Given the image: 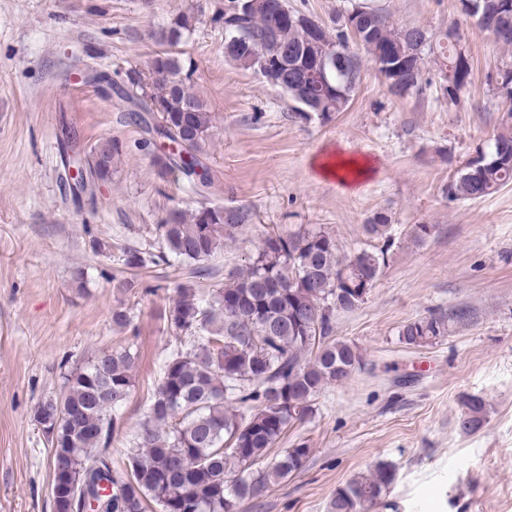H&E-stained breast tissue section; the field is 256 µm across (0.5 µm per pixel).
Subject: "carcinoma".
<instances>
[{"instance_id":"1","label":"carcinoma","mask_w":512,"mask_h":512,"mask_svg":"<svg viewBox=\"0 0 512 512\" xmlns=\"http://www.w3.org/2000/svg\"><path fill=\"white\" fill-rule=\"evenodd\" d=\"M258 5L249 13L224 0V28L255 53L275 59L288 51V75L301 73L303 59L321 52L323 44L337 47L341 68H329L336 95L323 104V92L312 86L301 93L288 83L285 94L295 115L322 117L343 111L359 85L362 56L384 78L401 71L404 95L420 96L431 86L426 71H438L444 98L454 102L468 85L469 59L459 51L461 34L450 27L437 37L420 28L400 30L382 10L364 3L360 10L364 35L350 38L346 14L333 28L319 27L312 35L296 23L298 13ZM466 15H484L500 28L499 42L507 59L500 70L512 77V0H460ZM192 31L188 17L174 18L167 42L178 46ZM178 53L155 56L150 79L137 77L121 90L131 105L128 119L151 138H181L184 160L158 156L159 175L175 173L201 199L193 210L170 209L156 225L159 254L133 245L96 242L99 251H116L114 261L126 269L152 263L199 262L213 257L237 231L251 223L245 206L209 202L212 179L207 145L212 116L191 81ZM152 101L163 122L149 120ZM493 137L489 150L479 152L472 166L458 169L446 186L451 199L478 200L512 183V109ZM123 151L120 140L99 139L85 153L95 164L93 181L112 178V162ZM365 232L383 241L378 250L339 253L327 232L270 233L245 261L224 274L213 288L176 284L175 296L163 319L180 346L165 358L149 415L140 424L128 466L112 464L109 444L135 374L137 350L124 347L100 354L62 375L63 394L40 400L34 421L49 430L53 480L62 493L52 492L53 512H240L243 502L288 481L304 466L310 449L294 444L277 455L272 449L288 427L313 414L314 401L331 385H342L361 363L357 347L333 338L336 311H351L360 301L350 287L372 288L385 264L392 242V218L378 211L364 224ZM468 314L431 313L403 325L400 341L424 346L448 333V324L463 326ZM484 422L478 397L466 402L459 419L465 433ZM395 469L378 464L336 489L332 512H370L381 504L395 480Z\"/></svg>"}]
</instances>
